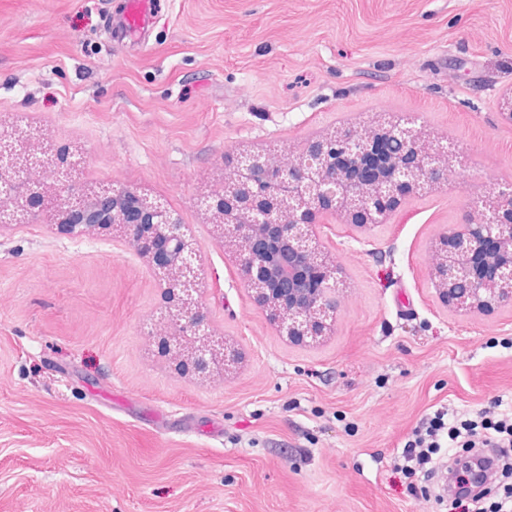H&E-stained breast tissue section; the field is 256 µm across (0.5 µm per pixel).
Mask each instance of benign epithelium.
<instances>
[{
  "instance_id": "1",
  "label": "benign epithelium",
  "mask_w": 512,
  "mask_h": 512,
  "mask_svg": "<svg viewBox=\"0 0 512 512\" xmlns=\"http://www.w3.org/2000/svg\"><path fill=\"white\" fill-rule=\"evenodd\" d=\"M80 159L57 168L39 146L0 132V227L47 211L69 233L118 230L165 288L168 315L154 324L165 356L206 375L234 351L216 338L199 300L201 256L189 228L164 200L131 189L71 184ZM449 152L410 123L343 128L312 140L298 156L243 153L218 191L200 198L255 302L290 342H320L334 326L345 288L336 257L321 244L316 219L387 223L401 200L448 183ZM431 284L460 312L512 305V190L432 245Z\"/></svg>"
}]
</instances>
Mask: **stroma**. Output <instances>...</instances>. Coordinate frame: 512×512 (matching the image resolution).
<instances>
[{"label": "stroma", "mask_w": 512, "mask_h": 512, "mask_svg": "<svg viewBox=\"0 0 512 512\" xmlns=\"http://www.w3.org/2000/svg\"><path fill=\"white\" fill-rule=\"evenodd\" d=\"M120 3L0 0V129L164 199L240 359L201 379L159 355L164 295L118 235L0 227V512H457L393 465L437 408L512 406V307L429 280L433 241L512 184V0H159L133 51ZM397 119L452 175L368 232L318 217L347 290L319 344L287 342L197 200L238 153Z\"/></svg>", "instance_id": "35a3bbf8"}]
</instances>
